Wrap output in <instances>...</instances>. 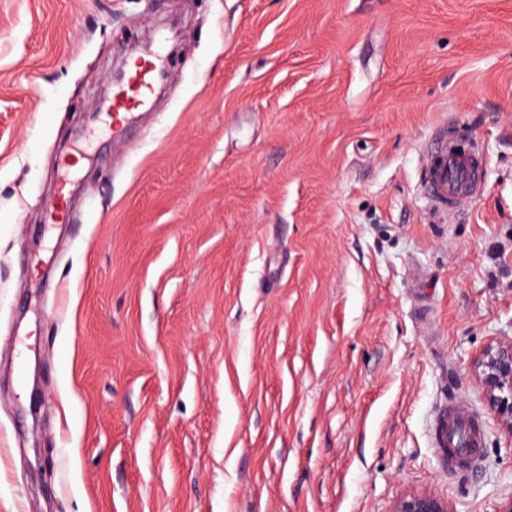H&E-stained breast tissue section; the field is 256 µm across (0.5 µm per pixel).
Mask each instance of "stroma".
Wrapping results in <instances>:
<instances>
[{"mask_svg":"<svg viewBox=\"0 0 512 512\" xmlns=\"http://www.w3.org/2000/svg\"><path fill=\"white\" fill-rule=\"evenodd\" d=\"M165 29L118 143L112 75ZM445 123L486 160L455 216ZM510 338L512 0H0V512H500L473 364ZM452 126L435 129L426 143L422 165V189L440 214L464 210L480 193L485 160L476 141H467ZM433 445L447 459L449 470L470 468L476 464L483 446L481 421L457 399L449 398L435 420ZM391 512H453L448 500L426 491H410L403 494Z\"/></svg>","mask_w":512,"mask_h":512,"instance_id":"stroma-1","label":"stroma"}]
</instances>
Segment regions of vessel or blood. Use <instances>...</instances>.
I'll list each match as a JSON object with an SVG mask.
<instances>
[{
	"label": "vessel or blood",
	"mask_w": 512,
	"mask_h": 512,
	"mask_svg": "<svg viewBox=\"0 0 512 512\" xmlns=\"http://www.w3.org/2000/svg\"><path fill=\"white\" fill-rule=\"evenodd\" d=\"M160 71V66L152 60L135 63L127 80L114 87L108 109L118 122L127 123L134 110L150 103ZM484 165L477 142L466 140L451 126H439L424 150L423 192L438 213L456 214L480 193L479 173ZM433 445L446 458L449 470L472 467L483 446L482 424L457 399H449L435 420Z\"/></svg>",
	"instance_id": "obj_1"
}]
</instances>
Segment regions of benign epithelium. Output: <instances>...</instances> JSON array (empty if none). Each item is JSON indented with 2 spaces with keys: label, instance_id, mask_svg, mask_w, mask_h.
<instances>
[{
  "label": "benign epithelium",
  "instance_id": "obj_1",
  "mask_svg": "<svg viewBox=\"0 0 512 512\" xmlns=\"http://www.w3.org/2000/svg\"><path fill=\"white\" fill-rule=\"evenodd\" d=\"M474 374L488 409L512 435V339L486 348L475 360ZM392 512H453L445 499L426 491H410L395 503Z\"/></svg>",
  "mask_w": 512,
  "mask_h": 512
}]
</instances>
